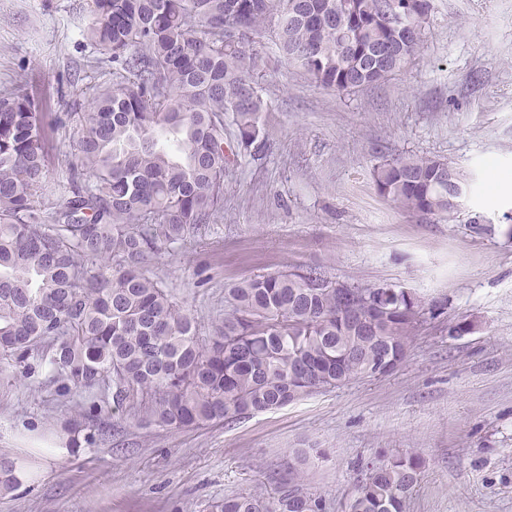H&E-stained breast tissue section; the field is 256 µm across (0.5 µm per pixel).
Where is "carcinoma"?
I'll return each instance as SVG.
<instances>
[{"mask_svg":"<svg viewBox=\"0 0 512 512\" xmlns=\"http://www.w3.org/2000/svg\"><path fill=\"white\" fill-rule=\"evenodd\" d=\"M92 0L88 41L112 82L86 105L49 116L25 88L0 93V364L40 352L61 387L112 391V414L133 410L170 429L232 422L399 364L425 315L442 305L376 285L351 316L336 279L318 267L242 279L203 336L149 265L224 211L231 157L266 148L268 103L255 79L267 24L290 64L349 94L381 84L422 47L430 0ZM340 16L342 24L330 22ZM77 128V162L47 180L49 133ZM234 143L224 141V125ZM461 176L436 157H401L375 171L379 193L421 216H453ZM63 202L48 212L46 197ZM298 467L272 495L238 494L215 512H326ZM0 458V493L16 487ZM422 461L412 452L365 464L344 512H405Z\"/></svg>","mask_w":512,"mask_h":512,"instance_id":"obj_1","label":"carcinoma"}]
</instances>
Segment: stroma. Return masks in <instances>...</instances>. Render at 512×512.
Listing matches in <instances>:
<instances>
[{"label": "stroma", "instance_id": "1", "mask_svg": "<svg viewBox=\"0 0 512 512\" xmlns=\"http://www.w3.org/2000/svg\"><path fill=\"white\" fill-rule=\"evenodd\" d=\"M91 0H0V91L25 84L66 112L110 80L86 29ZM265 151L235 158L224 213L150 266L209 335L224 289L292 267L365 286L393 283L443 313L423 324L390 373L202 428L101 414L105 389L64 392L39 356L0 365V457L27 485L0 512H211L239 493H272L295 452L310 492L337 512L370 459L411 451L421 481L406 512H512V0H431L423 47L388 81L323 88L266 43ZM411 156L462 176L453 217L409 214L379 195L374 170ZM466 332H457L459 323ZM80 424L67 456L60 431Z\"/></svg>", "mask_w": 512, "mask_h": 512}]
</instances>
